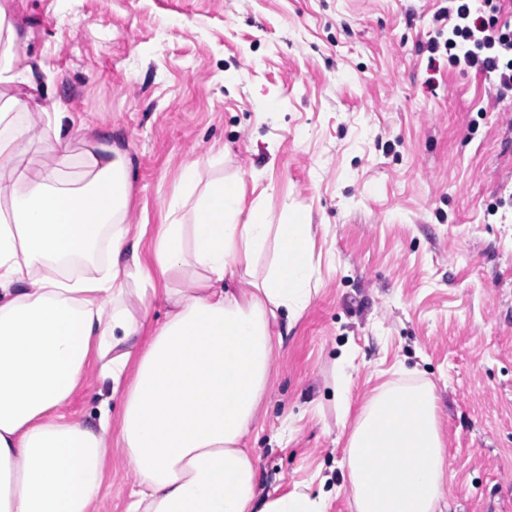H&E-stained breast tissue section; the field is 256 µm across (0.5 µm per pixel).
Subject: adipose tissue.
<instances>
[{
	"label": "adipose tissue",
	"instance_id": "ef3b65f1",
	"mask_svg": "<svg viewBox=\"0 0 512 512\" xmlns=\"http://www.w3.org/2000/svg\"><path fill=\"white\" fill-rule=\"evenodd\" d=\"M8 9L0 0V155L25 154L42 116L50 157L0 171V512H98L114 449L136 485L127 512H324L297 489L262 492L243 446L276 352L271 321L312 299L311 225L270 223L237 179L190 168L145 266L125 153L106 140L74 150L62 101L16 94L27 77ZM158 298L165 320L150 330ZM92 352L101 380L126 387L119 425L105 401L94 426L61 412ZM346 466L356 512H440L448 462L432 388L376 387Z\"/></svg>",
	"mask_w": 512,
	"mask_h": 512
}]
</instances>
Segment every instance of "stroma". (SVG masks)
<instances>
[{
    "instance_id": "35a3bbf8",
    "label": "stroma",
    "mask_w": 512,
    "mask_h": 512,
    "mask_svg": "<svg viewBox=\"0 0 512 512\" xmlns=\"http://www.w3.org/2000/svg\"><path fill=\"white\" fill-rule=\"evenodd\" d=\"M446 0H11L43 106L125 151L130 221H167L182 173L235 174L271 222L313 225L314 294L244 439L267 491L355 512L345 446L377 385L429 383L444 512H512V94L431 58ZM274 110H264L265 101ZM224 159L211 162L214 147ZM86 375L64 412L123 400ZM133 479L106 459L100 512Z\"/></svg>"
}]
</instances>
